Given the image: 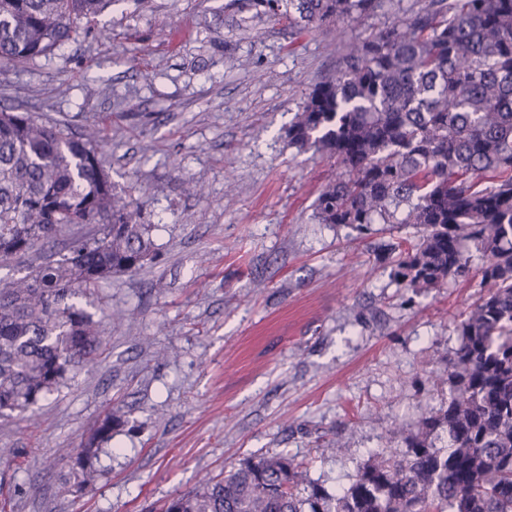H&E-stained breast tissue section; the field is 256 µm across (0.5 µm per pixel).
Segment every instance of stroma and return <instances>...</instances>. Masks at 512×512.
Returning a JSON list of instances; mask_svg holds the SVG:
<instances>
[{
  "mask_svg": "<svg viewBox=\"0 0 512 512\" xmlns=\"http://www.w3.org/2000/svg\"><path fill=\"white\" fill-rule=\"evenodd\" d=\"M228 0H115L82 36L0 73V106L97 129L115 193L141 202L157 263L92 295L111 325L95 366L24 413L0 415V512H159L202 476L281 451L348 486L448 398L434 382L459 345L478 275L412 290L369 249L414 227L322 224L334 159L286 130L343 43L426 0H384L339 36L296 38ZM84 227L0 263V284L65 254ZM112 408L125 424L103 473L75 492L67 462Z\"/></svg>",
  "mask_w": 512,
  "mask_h": 512,
  "instance_id": "35a3bbf8",
  "label": "stroma"
}]
</instances>
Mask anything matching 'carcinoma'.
Returning <instances> with one entry per match:
<instances>
[{"mask_svg":"<svg viewBox=\"0 0 512 512\" xmlns=\"http://www.w3.org/2000/svg\"><path fill=\"white\" fill-rule=\"evenodd\" d=\"M116 0H0V68L46 56ZM298 33L374 12L381 0H248ZM289 143L336 159L313 202L322 224L368 235L411 224L389 244L391 276L441 288L483 257V293L438 382L448 400L421 414L403 446L375 453L334 492L282 451L206 478L165 512H512V0H427L343 48L308 94ZM88 134L0 108V262L74 224L95 234L0 287V414L24 412L96 364L102 320L92 290L156 258L154 225L119 196ZM123 423L109 412L75 453L70 477L95 481L101 448Z\"/></svg>","mask_w":512,"mask_h":512,"instance_id":"carcinoma-1","label":"carcinoma"}]
</instances>
